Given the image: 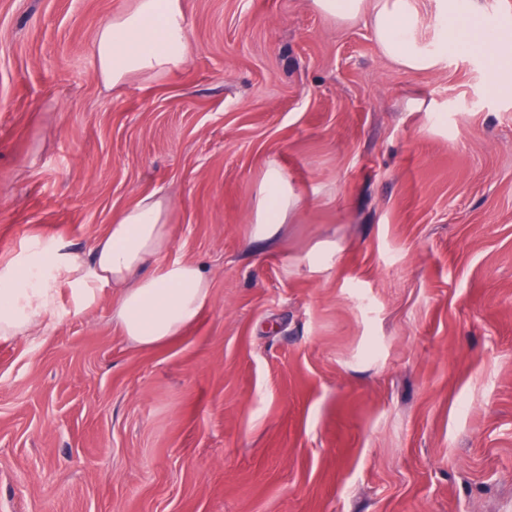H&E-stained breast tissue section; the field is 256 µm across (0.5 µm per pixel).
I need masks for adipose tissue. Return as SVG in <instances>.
Wrapping results in <instances>:
<instances>
[{
    "mask_svg": "<svg viewBox=\"0 0 512 512\" xmlns=\"http://www.w3.org/2000/svg\"><path fill=\"white\" fill-rule=\"evenodd\" d=\"M322 15L344 21L369 18L385 57L411 71L441 65L449 49L483 50L498 90L512 91V25L473 21L472 0H439L444 27L430 50L417 38L413 0H312ZM99 72L110 87L135 73L167 72L189 52L180 0H136L95 34ZM299 204L282 171L270 168L261 183L255 234L271 238ZM163 196L153 193L118 214L89 253L36 250L0 269V341L21 340L42 315L57 308V280L73 287L77 306L114 295L112 319L133 344L150 348L179 336L205 307L209 280L192 262L169 260L171 231Z\"/></svg>",
    "mask_w": 512,
    "mask_h": 512,
    "instance_id": "obj_1",
    "label": "adipose tissue"
}]
</instances>
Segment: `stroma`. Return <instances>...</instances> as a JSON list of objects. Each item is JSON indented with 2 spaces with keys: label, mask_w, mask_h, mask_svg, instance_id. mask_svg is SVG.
Wrapping results in <instances>:
<instances>
[{
  "label": "stroma",
  "mask_w": 512,
  "mask_h": 512,
  "mask_svg": "<svg viewBox=\"0 0 512 512\" xmlns=\"http://www.w3.org/2000/svg\"><path fill=\"white\" fill-rule=\"evenodd\" d=\"M135 0H0V268L160 192L210 299L141 348L100 298L0 341V512H512V94L312 0H180L178 69L105 87ZM277 166L299 198L253 218ZM298 204L299 198L289 189L282 171L270 168L259 190L253 221L256 224L255 235L265 239L273 237L280 224H286L289 214Z\"/></svg>",
  "instance_id": "1"
}]
</instances>
